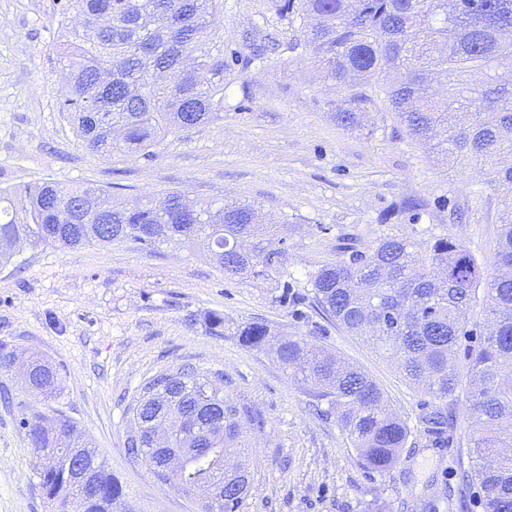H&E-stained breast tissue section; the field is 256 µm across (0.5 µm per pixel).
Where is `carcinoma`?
Instances as JSON below:
<instances>
[{"label": "carcinoma", "mask_w": 512, "mask_h": 512, "mask_svg": "<svg viewBox=\"0 0 512 512\" xmlns=\"http://www.w3.org/2000/svg\"><path fill=\"white\" fill-rule=\"evenodd\" d=\"M281 16L312 20L305 45L325 77L352 88L390 74L385 94L408 135L465 169L512 153V0H272ZM224 0H60L81 29L64 35L62 112L84 146L152 156L168 133L189 130L224 111V42L212 31ZM438 74L444 94L424 84ZM369 99L352 93L337 123L360 124ZM168 205L152 201L116 206L97 186L42 182L0 188V265L11 263V243L60 250L126 245L154 252L162 244L201 241L227 275L259 279L282 263L284 238L275 225L255 223L250 204L194 202L180 192ZM512 204L501 217L491 269L452 236L427 248L384 236L368 250L309 274L301 294L286 280L275 302L297 315L305 305L393 359L407 380L431 399L459 397L458 360L464 359L470 440L462 481L479 482L483 512H512ZM481 306L485 323L476 346L471 318ZM248 347L269 342L262 322L237 326ZM278 363L327 403L365 469L386 472L397 463L410 427L389 408L381 389L355 366L307 340H279ZM59 373L42 359L31 363L29 392L48 396ZM128 455L155 477L171 450L186 448L179 490L210 512L209 494L224 490L223 512H240L251 474L245 463L224 472V455H248L240 419L261 431L262 416L224 397V389L192 368L161 372L126 407ZM174 428L168 449L157 448L156 427ZM31 447L43 460L40 485L61 512H112L122 490L76 424L61 415L24 419Z\"/></svg>", "instance_id": "1"}]
</instances>
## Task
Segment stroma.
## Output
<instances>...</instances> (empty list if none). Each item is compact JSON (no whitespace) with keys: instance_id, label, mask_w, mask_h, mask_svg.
<instances>
[{"instance_id":"35a3bbf8","label":"stroma","mask_w":512,"mask_h":512,"mask_svg":"<svg viewBox=\"0 0 512 512\" xmlns=\"http://www.w3.org/2000/svg\"><path fill=\"white\" fill-rule=\"evenodd\" d=\"M66 28L57 0H0V187L94 183L119 202L179 190L250 203L264 223L282 225L287 254L257 280L225 275L197 246L156 254L27 247L0 267V343L15 357L0 367V512H54L22 423L37 412L76 423L122 488L115 512H196L125 448L132 396L186 365L221 377L226 398L264 418L263 431L242 426L251 472L242 512H366L376 499L386 512H458L448 491L467 458L466 402L455 407L450 443H436L422 421L427 396L391 361L315 312L296 317L274 295L288 277L306 292L308 272L387 234L423 246L452 235L489 261L507 197L489 166L460 170L424 149L375 82L362 88L370 103L361 127L338 126L344 91L303 48V20L281 17L271 0H224L213 34L239 60L224 72L220 119L168 134L152 158H104L84 148L60 112ZM214 312L229 324L220 336L205 327ZM251 321L327 348L377 384L414 431L389 472L360 465L335 417L315 410L272 351L242 345L233 328ZM35 357L61 373L51 398L26 388L23 367Z\"/></svg>"}]
</instances>
